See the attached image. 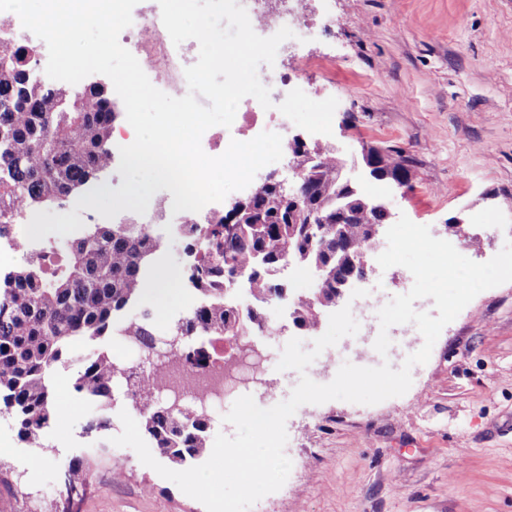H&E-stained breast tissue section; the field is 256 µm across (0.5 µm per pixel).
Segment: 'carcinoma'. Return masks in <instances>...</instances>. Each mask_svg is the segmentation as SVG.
<instances>
[{
  "mask_svg": "<svg viewBox=\"0 0 512 512\" xmlns=\"http://www.w3.org/2000/svg\"><path fill=\"white\" fill-rule=\"evenodd\" d=\"M34 49L0 50V237L16 223L17 209L57 207L112 166V127L119 113L110 96L91 84L64 94L33 76ZM376 169L377 181L408 185L414 161L395 149ZM289 161L302 175L297 196L260 184L245 200L235 224L217 214L182 232L191 260L178 276L196 286L194 309L170 327L179 337L168 347L202 367L212 343L238 332L260 334L267 326L263 307L282 296L280 268L290 258L311 272L315 291L291 304L293 325L312 333L313 313L325 306L336 281L364 275L361 259L372 246L369 228L386 224L382 211L363 210V191L344 184V159L336 149L315 143L288 146ZM166 243L148 224H88L63 244L48 242L0 277V414L9 416L21 440L37 442L56 418L55 376L74 360V395L98 407L92 426L109 425L113 393L120 387L137 396L139 425L161 456L188 467L210 452L207 415L195 407L175 408L140 390V376L95 347L105 338L127 336L143 353L157 348L148 310L125 312L144 298L150 268ZM245 278L255 307L242 311L229 299L230 279ZM88 468L75 461L58 478L62 512L89 482Z\"/></svg>",
  "mask_w": 512,
  "mask_h": 512,
  "instance_id": "1",
  "label": "carcinoma"
}]
</instances>
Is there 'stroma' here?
I'll return each instance as SVG.
<instances>
[{"mask_svg":"<svg viewBox=\"0 0 512 512\" xmlns=\"http://www.w3.org/2000/svg\"><path fill=\"white\" fill-rule=\"evenodd\" d=\"M321 40L275 69L338 101L330 144L391 217L429 226L483 263L512 238V0H296ZM415 161L409 186L364 177L361 143ZM481 239V249L469 248ZM39 445L0 415V512H57L75 460L91 485L78 512H205L111 439L87 432L94 405L66 392ZM402 396L305 404L288 419L292 469L262 512H512V282L479 293L446 325Z\"/></svg>","mask_w":512,"mask_h":512,"instance_id":"1","label":"stroma"}]
</instances>
